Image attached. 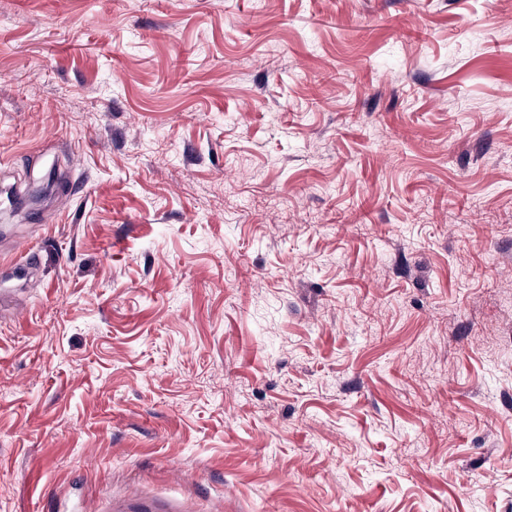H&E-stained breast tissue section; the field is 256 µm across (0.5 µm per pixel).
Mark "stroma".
<instances>
[{
    "mask_svg": "<svg viewBox=\"0 0 512 512\" xmlns=\"http://www.w3.org/2000/svg\"><path fill=\"white\" fill-rule=\"evenodd\" d=\"M0 512H512V0H0Z\"/></svg>",
    "mask_w": 512,
    "mask_h": 512,
    "instance_id": "stroma-1",
    "label": "stroma"
}]
</instances>
